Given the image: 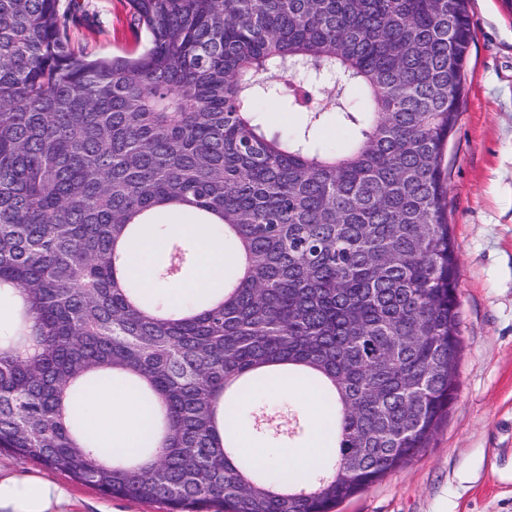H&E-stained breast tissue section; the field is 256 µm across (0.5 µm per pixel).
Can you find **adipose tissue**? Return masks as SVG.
<instances>
[{"instance_id":"1","label":"adipose tissue","mask_w":512,"mask_h":512,"mask_svg":"<svg viewBox=\"0 0 512 512\" xmlns=\"http://www.w3.org/2000/svg\"><path fill=\"white\" fill-rule=\"evenodd\" d=\"M174 229L191 232L198 249L195 276L186 286L173 290L174 302L183 303L202 291L222 287L223 249L207 230L192 226L190 218H183ZM299 396L314 413L315 434L309 446L294 449L289 457L283 458L263 448L246 428L238 427L236 433L237 445L243 452L295 478L305 477L313 467L331 463L336 441V415L321 391L304 389ZM81 406L86 414L88 437L108 455L119 457L135 455L154 414L134 392L104 383L92 389ZM75 507L68 486L62 482L42 475L19 477L0 472V512H76Z\"/></svg>"}]
</instances>
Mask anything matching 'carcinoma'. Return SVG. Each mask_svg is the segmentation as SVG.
Here are the masks:
<instances>
[{"mask_svg":"<svg viewBox=\"0 0 512 512\" xmlns=\"http://www.w3.org/2000/svg\"><path fill=\"white\" fill-rule=\"evenodd\" d=\"M128 5L147 48L89 60L70 48L80 0H0V299L23 301L0 333V452L168 512H333L427 447L454 399L442 157L469 0ZM268 99L305 114L301 131L265 134ZM330 113L352 129L334 149L313 140ZM183 212L233 239L237 263L175 306L126 254L145 218L166 245L156 278L178 279L196 263L168 233ZM267 368L336 409L335 462L304 486L240 455L224 424L229 393H254ZM100 372L161 405L160 443L137 459L81 440L74 401ZM252 427L289 434L273 415Z\"/></svg>","mask_w":512,"mask_h":512,"instance_id":"obj_1","label":"carcinoma"}]
</instances>
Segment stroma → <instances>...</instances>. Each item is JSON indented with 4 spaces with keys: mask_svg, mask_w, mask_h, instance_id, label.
<instances>
[{
    "mask_svg": "<svg viewBox=\"0 0 512 512\" xmlns=\"http://www.w3.org/2000/svg\"><path fill=\"white\" fill-rule=\"evenodd\" d=\"M71 31L90 58L134 56L127 0H84ZM474 39L463 104L448 138V222L459 259L457 388L447 419L405 466L389 472L339 512H512V9L470 0ZM306 382L259 389L238 408L296 409ZM69 487L78 512H167L164 503Z\"/></svg>",
    "mask_w": 512,
    "mask_h": 512,
    "instance_id": "1",
    "label": "stroma"
}]
</instances>
